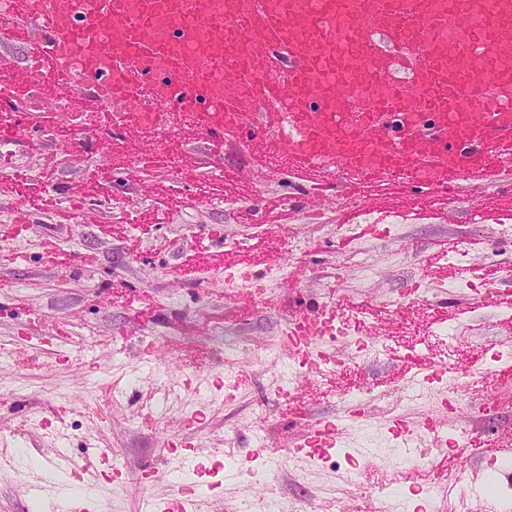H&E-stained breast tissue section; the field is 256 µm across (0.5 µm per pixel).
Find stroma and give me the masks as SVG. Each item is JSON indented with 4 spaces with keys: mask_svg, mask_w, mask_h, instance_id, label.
<instances>
[{
    "mask_svg": "<svg viewBox=\"0 0 512 512\" xmlns=\"http://www.w3.org/2000/svg\"><path fill=\"white\" fill-rule=\"evenodd\" d=\"M0 56L11 61L17 111L40 129L35 144L6 146L14 175L0 179V425L12 426L17 445L34 435L36 399L62 394L67 409L54 424L72 432L63 443L68 454L120 438L121 470L155 472L149 490L162 503L172 498L175 479L163 473L161 446L191 444L185 472L200 512H222L237 503L244 477L225 463L228 446L258 452L254 469L296 496L287 449L304 424L343 416L348 405L317 379L267 402L277 376L257 356L235 375L236 405L204 407L205 436L176 415L152 430L127 426L126 411L158 399L164 383L208 384L223 373L225 337H244L267 352L292 317L333 295L366 316L372 338L391 347L389 358L364 364L352 357L355 333L339 342L348 372L377 392L406 395L409 379L438 364L446 346L459 380L477 395L482 385L472 376L486 364L485 349L512 355V307L482 306L471 286L479 266L496 270L502 288L512 290V237L499 232L512 214L498 202L499 192L512 188L511 174L492 187H463L452 199L421 189L402 198L381 181L360 188L352 206L322 189L323 175L293 168L262 144L235 140L222 156L211 155L183 113L167 114L161 144L144 130L114 131L111 115L85 92L61 98L50 82L28 81L23 45L0 46ZM63 126H88L99 138L73 150L58 134ZM159 145L178 148L179 158L163 171L138 169L137 158ZM100 170L110 184L94 196L89 185ZM33 185L49 205L29 203ZM174 199L179 207H171ZM272 199L286 222L270 223ZM147 219L153 227L146 233ZM452 249L466 254L467 266L449 265ZM280 266L287 277L262 300L224 292L227 273ZM179 268L184 276L174 277ZM117 388L122 414L112 409ZM441 412L433 399L407 404L397 418L376 414L335 453L357 446L394 453L396 420L415 424ZM258 414L266 429L261 441L250 429ZM475 427L486 437L484 457L468 460L463 476L495 496L503 462L512 460V404ZM56 494L50 481L34 492L24 473L0 469V512H38L39 502ZM137 497L134 488L104 479L93 495L72 498L67 512H135Z\"/></svg>",
    "mask_w": 512,
    "mask_h": 512,
    "instance_id": "obj_1",
    "label": "stroma"
}]
</instances>
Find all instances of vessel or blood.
<instances>
[{
    "mask_svg": "<svg viewBox=\"0 0 512 512\" xmlns=\"http://www.w3.org/2000/svg\"><path fill=\"white\" fill-rule=\"evenodd\" d=\"M0 32L31 42V81L88 87L128 126L182 112L215 150L246 128L363 185L445 195L512 149V0H0ZM342 306L290 320L289 356L335 352ZM355 424L318 423L287 454L322 460ZM111 461L104 446L71 469Z\"/></svg>",
    "mask_w": 512,
    "mask_h": 512,
    "instance_id": "vessel-or-blood-1",
    "label": "vessel or blood"
}]
</instances>
